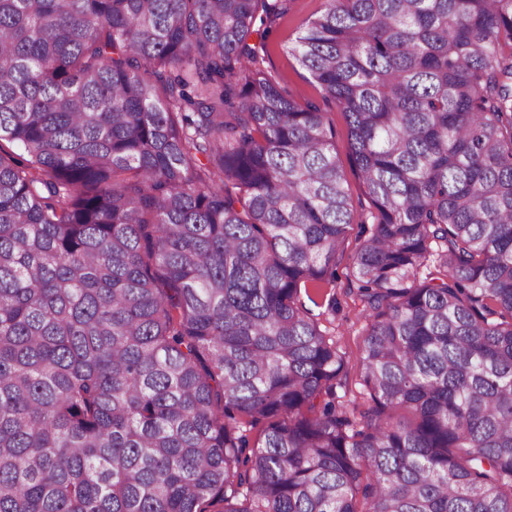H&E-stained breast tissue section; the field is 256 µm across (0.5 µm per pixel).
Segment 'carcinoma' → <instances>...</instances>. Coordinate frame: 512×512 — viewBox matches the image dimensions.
Listing matches in <instances>:
<instances>
[{
	"instance_id": "carcinoma-1",
	"label": "carcinoma",
	"mask_w": 512,
	"mask_h": 512,
	"mask_svg": "<svg viewBox=\"0 0 512 512\" xmlns=\"http://www.w3.org/2000/svg\"><path fill=\"white\" fill-rule=\"evenodd\" d=\"M278 15L0 0V512H512V0H325L289 48L376 210L357 422L301 301L349 185Z\"/></svg>"
}]
</instances>
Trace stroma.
<instances>
[{
  "label": "stroma",
  "instance_id": "stroma-1",
  "mask_svg": "<svg viewBox=\"0 0 512 512\" xmlns=\"http://www.w3.org/2000/svg\"><path fill=\"white\" fill-rule=\"evenodd\" d=\"M324 6V0H285V10L272 26L265 42L263 66L286 94L299 101L319 104L334 128L336 154L347 166L349 145L344 112L335 103L324 101L320 86L288 51L299 33L300 22L319 14ZM345 175L350 186L352 228L344 242L343 253L336 262L335 282L329 288L311 291L307 307L321 329L333 336L345 354L346 366L336 388L339 403L361 410L369 403L359 368L367 320L350 272L351 259L360 244L370 236L373 220L370 215L372 206L361 180L348 166Z\"/></svg>",
  "mask_w": 512,
  "mask_h": 512
}]
</instances>
